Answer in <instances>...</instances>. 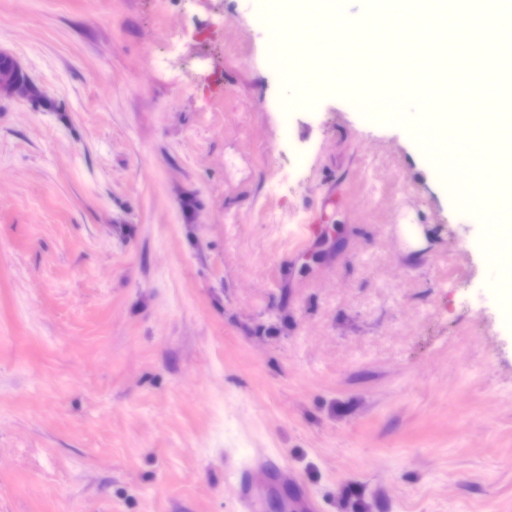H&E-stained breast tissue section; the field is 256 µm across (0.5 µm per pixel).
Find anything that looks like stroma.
<instances>
[{
	"instance_id": "35a3bbf8",
	"label": "stroma",
	"mask_w": 512,
	"mask_h": 512,
	"mask_svg": "<svg viewBox=\"0 0 512 512\" xmlns=\"http://www.w3.org/2000/svg\"><path fill=\"white\" fill-rule=\"evenodd\" d=\"M255 2L0 0V512H512L503 227ZM256 456H262L265 467L261 475L253 471L248 461H239L230 467L238 474V494L244 506L251 511H259L262 507L263 489L275 481L278 473V462L267 448L255 450Z\"/></svg>"
}]
</instances>
